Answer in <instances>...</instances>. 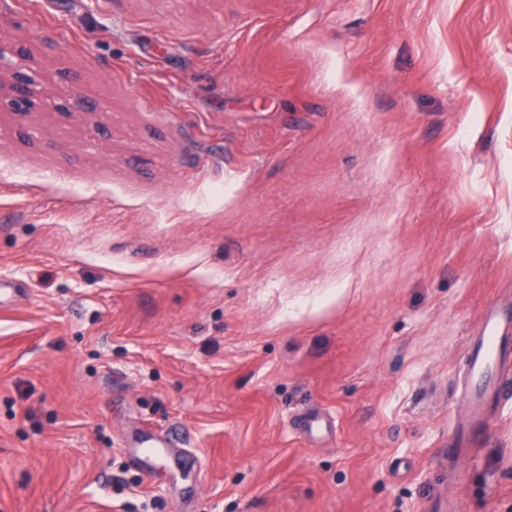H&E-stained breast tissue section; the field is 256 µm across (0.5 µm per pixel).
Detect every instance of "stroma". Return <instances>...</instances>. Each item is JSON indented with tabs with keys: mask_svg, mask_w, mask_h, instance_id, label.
<instances>
[{
	"mask_svg": "<svg viewBox=\"0 0 512 512\" xmlns=\"http://www.w3.org/2000/svg\"><path fill=\"white\" fill-rule=\"evenodd\" d=\"M0 512H512V0H0ZM167 435L148 468L130 443ZM12 51L0 44V110L8 107L19 115H27L33 112L34 104L32 92L29 89V81L22 77L18 67L13 61ZM10 73L14 82L7 85L4 76ZM512 314L499 303L486 305L480 326L472 337L464 378L463 399L468 422L461 430V440L467 442L486 435L485 399L499 389L500 374L509 358Z\"/></svg>",
	"mask_w": 512,
	"mask_h": 512,
	"instance_id": "obj_1",
	"label": "stroma"
}]
</instances>
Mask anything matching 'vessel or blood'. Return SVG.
Here are the masks:
<instances>
[{
	"label": "vessel or blood",
	"instance_id": "vessel-or-blood-1",
	"mask_svg": "<svg viewBox=\"0 0 512 512\" xmlns=\"http://www.w3.org/2000/svg\"><path fill=\"white\" fill-rule=\"evenodd\" d=\"M511 358L512 310L498 303L488 304L469 347L463 386L468 422L460 432L462 440L485 436V399L499 388L501 371Z\"/></svg>",
	"mask_w": 512,
	"mask_h": 512
}]
</instances>
